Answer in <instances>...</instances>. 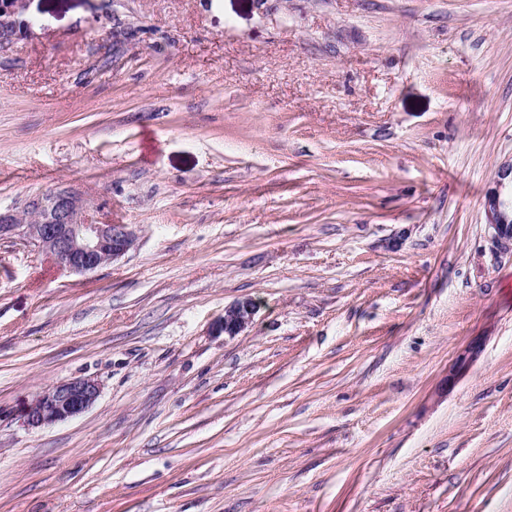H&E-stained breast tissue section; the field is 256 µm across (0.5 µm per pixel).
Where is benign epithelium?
Returning <instances> with one entry per match:
<instances>
[{
	"mask_svg": "<svg viewBox=\"0 0 512 512\" xmlns=\"http://www.w3.org/2000/svg\"><path fill=\"white\" fill-rule=\"evenodd\" d=\"M21 0H0V41L12 39L17 29ZM490 250L512 255V162L497 172L495 185L485 196ZM32 219L25 222L13 211L0 210V239L18 238L45 253L71 273L89 275L123 256L134 246L128 224H98L88 219L83 199L68 189L52 188L32 197L26 205ZM252 298L239 299L224 309V335L246 330L257 313ZM100 386L89 378L57 383L35 400L24 424L40 428L78 417L97 400Z\"/></svg>",
	"mask_w": 512,
	"mask_h": 512,
	"instance_id": "benign-epithelium-1",
	"label": "benign epithelium"
}]
</instances>
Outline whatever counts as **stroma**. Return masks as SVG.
I'll return each mask as SVG.
<instances>
[{"label":"stroma","mask_w":512,"mask_h":512,"mask_svg":"<svg viewBox=\"0 0 512 512\" xmlns=\"http://www.w3.org/2000/svg\"><path fill=\"white\" fill-rule=\"evenodd\" d=\"M21 17L0 208L66 187L136 242L86 278L0 240V512H512V0ZM510 177L509 180L507 178ZM495 185L485 196L487 237L496 255H512V162L497 172ZM257 303L252 298L239 299L224 309L223 329L228 337L238 336L252 323L257 313ZM100 386L89 378H73L52 385L35 400L24 424L40 428L78 417L97 400Z\"/></svg>","instance_id":"1"}]
</instances>
